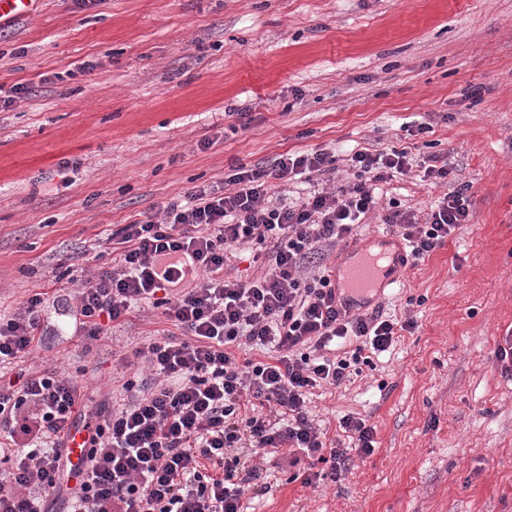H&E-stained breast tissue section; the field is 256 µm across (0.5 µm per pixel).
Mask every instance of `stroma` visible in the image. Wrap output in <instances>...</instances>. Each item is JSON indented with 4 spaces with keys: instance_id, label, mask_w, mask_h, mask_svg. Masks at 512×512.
Returning <instances> with one entry per match:
<instances>
[{
    "instance_id": "35a3bbf8",
    "label": "stroma",
    "mask_w": 512,
    "mask_h": 512,
    "mask_svg": "<svg viewBox=\"0 0 512 512\" xmlns=\"http://www.w3.org/2000/svg\"><path fill=\"white\" fill-rule=\"evenodd\" d=\"M18 83L0 111V310L47 303L42 348L0 380L51 366L97 405L168 329L147 306L98 340L55 331L117 225L285 152L435 154L474 216L381 299L417 330L309 406L332 431L368 417L373 455L308 487L267 458L250 512H512V372L495 358L512 331V0H43L0 22V87ZM444 192L414 173L381 186L422 218Z\"/></svg>"
}]
</instances>
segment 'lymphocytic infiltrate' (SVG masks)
<instances>
[{
  "label": "lymphocytic infiltrate",
  "instance_id": "obj_1",
  "mask_svg": "<svg viewBox=\"0 0 512 512\" xmlns=\"http://www.w3.org/2000/svg\"><path fill=\"white\" fill-rule=\"evenodd\" d=\"M336 162L322 148L242 165L223 185L193 187L108 234L111 266L74 292L69 316L80 333L107 335L148 302L176 332L135 350L123 403L91 417L77 379L57 370L0 385V512H50L66 475L80 479L67 512H245L258 455L286 453L293 465L304 455L336 479L352 456L373 454L368 419L344 415L340 436L328 437L309 417L310 397L359 374L365 355L387 351L417 323L379 309L338 311L322 256L378 213V183L412 165L406 149L364 148L347 159L350 179L291 200L273 196L275 186L335 172ZM381 216L418 261L471 221L473 198L460 185L426 218L395 201ZM249 247L262 273L226 277ZM42 302L36 293L0 313V369L39 346ZM346 342L352 353H337ZM78 429L87 451L74 461L67 445Z\"/></svg>",
  "mask_w": 512,
  "mask_h": 512
}]
</instances>
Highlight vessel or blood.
Returning <instances> with one entry per match:
<instances>
[{
	"instance_id": "b4317fda",
	"label": "vessel or blood",
	"mask_w": 512,
	"mask_h": 512,
	"mask_svg": "<svg viewBox=\"0 0 512 512\" xmlns=\"http://www.w3.org/2000/svg\"><path fill=\"white\" fill-rule=\"evenodd\" d=\"M41 0H0V19L36 16ZM372 248L359 242L347 243L336 260L332 279L336 303L349 313H361L374 306L385 291L400 286L408 268V256L401 239L379 234Z\"/></svg>"
}]
</instances>
